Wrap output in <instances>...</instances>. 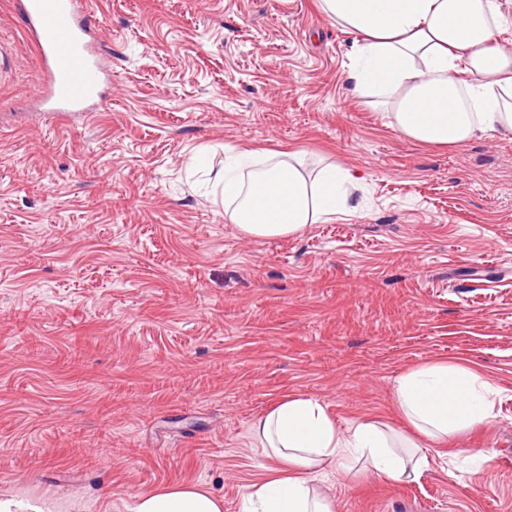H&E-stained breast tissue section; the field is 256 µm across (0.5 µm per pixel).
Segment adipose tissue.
<instances>
[{
  "label": "adipose tissue",
  "instance_id": "ef3b65f1",
  "mask_svg": "<svg viewBox=\"0 0 512 512\" xmlns=\"http://www.w3.org/2000/svg\"><path fill=\"white\" fill-rule=\"evenodd\" d=\"M336 24L364 35L352 78L390 105L389 120L422 143L458 145L476 132L512 131V53L496 47V0H321ZM471 74V81L458 77ZM224 212L247 236L297 234L345 207L354 178L326 165L315 178L301 157L254 153L227 157L217 171ZM494 388L475 371L445 362L402 375L395 398L425 438L471 427L493 415ZM263 453L281 474L245 488V512H334L317 482L355 463L394 483L429 466L418 445L368 420L337 428L322 404L304 395L275 403L252 425ZM133 512H223L222 500L192 484L139 495Z\"/></svg>",
  "mask_w": 512,
  "mask_h": 512
}]
</instances>
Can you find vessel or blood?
Segmentation results:
<instances>
[{
	"label": "vessel or blood",
	"instance_id": "b4317fda",
	"mask_svg": "<svg viewBox=\"0 0 512 512\" xmlns=\"http://www.w3.org/2000/svg\"><path fill=\"white\" fill-rule=\"evenodd\" d=\"M44 82L41 108L54 116L86 115L102 100L109 77L99 42L86 19L88 0H19Z\"/></svg>",
	"mask_w": 512,
	"mask_h": 512
}]
</instances>
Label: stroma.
Listing matches in <instances>:
<instances>
[{
    "label": "stroma",
    "mask_w": 512,
    "mask_h": 512,
    "mask_svg": "<svg viewBox=\"0 0 512 512\" xmlns=\"http://www.w3.org/2000/svg\"><path fill=\"white\" fill-rule=\"evenodd\" d=\"M90 20L110 94L48 119L0 0V498L131 512L189 483L244 512L278 466L252 433L276 401L406 434L397 379L445 360L497 389L493 417L418 479L321 489L336 512H512V132L399 135L320 0H95ZM223 145L349 170L347 212L245 237L189 172Z\"/></svg>",
    "instance_id": "1"
}]
</instances>
